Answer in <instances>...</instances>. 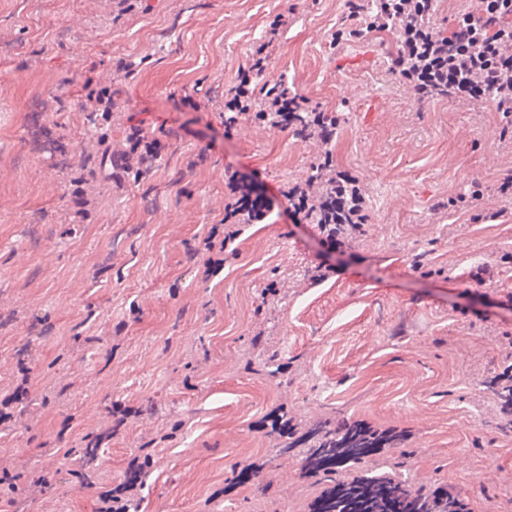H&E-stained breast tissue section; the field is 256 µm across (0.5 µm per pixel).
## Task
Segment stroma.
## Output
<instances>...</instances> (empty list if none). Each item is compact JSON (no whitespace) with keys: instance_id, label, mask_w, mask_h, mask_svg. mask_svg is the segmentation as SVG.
<instances>
[{"instance_id":"1","label":"stroma","mask_w":512,"mask_h":512,"mask_svg":"<svg viewBox=\"0 0 512 512\" xmlns=\"http://www.w3.org/2000/svg\"><path fill=\"white\" fill-rule=\"evenodd\" d=\"M129 2L0 0V397L30 389L0 425V512H96L144 453L137 512H309L322 487L278 455L276 412L408 433L382 461L413 487L453 484L474 512H512V430L483 385L512 355L501 114L417 103L385 62L396 32L337 38L346 0ZM266 40L263 83L336 115L334 163L365 192L369 222L343 251L293 223L283 196L321 146L249 113L224 132V92ZM63 76L60 103L46 90ZM92 86L113 101L115 152L136 128L161 142L149 180L118 169L73 193ZM232 175L269 209L208 273L185 248L223 222ZM258 338L285 374L255 370ZM115 404L135 416L89 450ZM250 461L268 468L239 481Z\"/></svg>"}]
</instances>
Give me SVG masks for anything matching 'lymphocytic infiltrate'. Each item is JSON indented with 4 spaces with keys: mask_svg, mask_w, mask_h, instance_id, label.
Instances as JSON below:
<instances>
[{
    "mask_svg": "<svg viewBox=\"0 0 512 512\" xmlns=\"http://www.w3.org/2000/svg\"><path fill=\"white\" fill-rule=\"evenodd\" d=\"M380 8L363 18L361 0H347L348 22L345 34L383 28L392 14L407 17L429 14L432 0H379ZM398 49L390 56L389 71L409 85L417 99H429L434 83H444L448 99L458 102L492 101L503 106L504 117L512 116V0H471L468 14L459 19L448 39H440L429 26L399 36ZM268 43L259 44L246 68L237 72L233 92L227 93L224 109L229 116L224 124L233 131L234 112L240 111L241 91L249 90L254 79L267 71L270 63ZM271 127L292 133L297 140H315L329 145L336 136L337 119L328 113L308 108L304 97L273 89L271 108L259 116ZM332 172V190L319 189L324 172ZM295 222L305 221L312 213L323 219L322 231L330 246L340 247L339 227L367 223L365 197L358 179L346 171L334 169L331 153H324L312 175L289 187L284 193Z\"/></svg>",
    "mask_w": 512,
    "mask_h": 512,
    "instance_id": "lymphocytic-infiltrate-1",
    "label": "lymphocytic infiltrate"
}]
</instances>
